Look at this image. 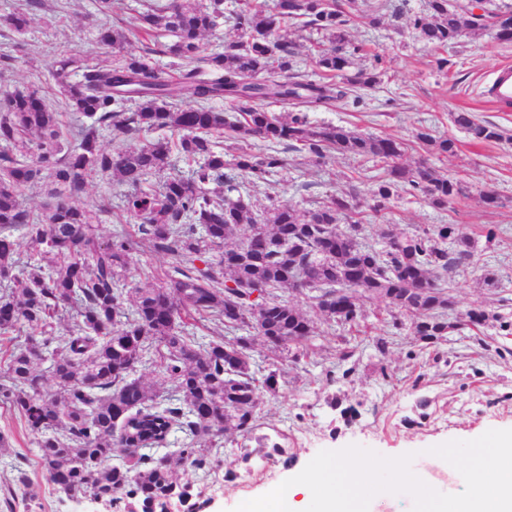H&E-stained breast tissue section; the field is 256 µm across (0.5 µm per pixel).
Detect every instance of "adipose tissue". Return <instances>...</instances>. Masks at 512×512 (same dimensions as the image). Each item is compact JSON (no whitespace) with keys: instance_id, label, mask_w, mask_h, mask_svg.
Here are the masks:
<instances>
[{"instance_id":"1","label":"adipose tissue","mask_w":512,"mask_h":512,"mask_svg":"<svg viewBox=\"0 0 512 512\" xmlns=\"http://www.w3.org/2000/svg\"><path fill=\"white\" fill-rule=\"evenodd\" d=\"M425 454L434 472H420L414 512H512V446L499 444L474 451L466 468L467 487L452 490L458 467L448 449L429 448ZM372 464L347 454L315 462L276 488L269 498L248 503L245 512H377L363 493Z\"/></svg>"}]
</instances>
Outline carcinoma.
<instances>
[{
	"instance_id": "carcinoma-1",
	"label": "carcinoma",
	"mask_w": 512,
	"mask_h": 512,
	"mask_svg": "<svg viewBox=\"0 0 512 512\" xmlns=\"http://www.w3.org/2000/svg\"><path fill=\"white\" fill-rule=\"evenodd\" d=\"M356 2L277 0L272 9L246 3L233 15L238 40L209 53L204 36L224 14L222 0H131L119 9L145 7L141 26L128 35L103 24L98 43L120 52L130 38L154 41L163 30L172 37L164 52L182 67L178 77L153 66L150 47L109 66L63 54L51 66L55 95L33 86L0 99V280L9 282L0 295V335L12 343L0 368V401L34 436L59 498L88 496L103 512H172L176 506L201 512L198 479L222 469L226 435L256 442L244 449L245 461L288 458L282 443L255 436L260 394L278 392L280 383L277 371L255 369L252 348L261 340L293 363L310 358L320 332L293 302L297 295H305L328 326L347 331L366 327L365 302L383 304L386 335L372 339L380 353L405 328L422 351L491 319L512 335V321L485 309L448 321L452 283L474 263V242L457 225L386 232L379 250L360 241L365 225L353 219L354 185L303 210L259 207L224 174L231 167L255 184L284 168L286 158L262 148L227 159L219 141L263 139L304 150L317 163L337 152L385 164L370 207L374 222L404 187L442 210L462 194L461 182L425 161L402 165V143L390 137L310 121L309 109L331 107L347 99L351 87L380 81L375 67L348 74L359 51L348 36ZM42 7L41 0H25L4 23L21 34ZM290 21L327 42L310 75L294 68L292 43L280 35ZM411 26L442 47L478 30L459 0H428L427 12ZM181 95L193 105L179 107ZM216 99L226 100L230 111L212 108ZM269 99L288 111H266ZM128 101L135 104L131 112L121 109ZM67 113L76 121L69 138ZM451 120L478 142L512 140L471 112ZM103 127L124 136L166 129L171 137L109 151L99 141ZM417 139L440 156L456 152L451 138L420 132ZM174 153L197 162L190 175L169 172ZM45 170L52 182L42 213L24 206L21 189L39 184ZM99 174L129 187L123 211L136 221L134 232L122 227L103 238L97 211L108 206L96 211L76 202ZM161 174L158 188L143 187ZM226 191L237 198L224 197ZM17 232L30 255L19 273ZM146 245L172 258L162 282L117 287ZM66 316L73 324L56 333L55 321ZM202 321L210 326L200 336L195 328ZM337 341V363L323 370L330 383L349 380L358 361L357 337ZM139 367L156 381L132 377ZM174 433L180 434L177 447L159 453Z\"/></svg>"
}]
</instances>
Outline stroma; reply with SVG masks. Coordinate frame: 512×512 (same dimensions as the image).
<instances>
[{
	"instance_id": "35a3bbf8",
	"label": "stroma",
	"mask_w": 512,
	"mask_h": 512,
	"mask_svg": "<svg viewBox=\"0 0 512 512\" xmlns=\"http://www.w3.org/2000/svg\"><path fill=\"white\" fill-rule=\"evenodd\" d=\"M382 17L378 27L352 24L350 39L360 50L352 58V71L377 68L382 81L362 90L358 105L337 104L312 109L309 118L318 124L342 125L361 133L390 136L403 142L404 164L419 161L461 181L465 191L452 208L440 211L423 197L399 193L383 222L368 225L367 243L375 244L385 227L413 232L433 224H455L477 247V263L457 278L452 290L456 312L483 308L492 313H512V142L479 143L455 127L451 115L471 112L512 135V110L497 107L486 95L491 73L500 64L512 63V42L498 39L495 30L483 29L452 48H437L419 38L411 27L414 15L425 13L427 0H359ZM104 18L95 0H45L35 22L19 35L0 25V55L15 54L9 72L0 74V98L33 85L50 87L51 63L58 54H90L109 64L112 55L97 43ZM446 59L437 67V59ZM456 139L454 156L441 159L427 153L415 136ZM288 159L285 169L269 182L250 187L253 202L298 208L326 200L356 184V203L368 211L375 178L382 163L330 154L315 163L302 152L277 145ZM495 190L496 208L486 207L479 193ZM497 224L505 235L499 246L485 248L481 228ZM495 272L498 285L484 287L485 270ZM413 337L402 336L386 354L367 348L360 356L350 383L327 384L320 368L336 363L333 337L318 339L315 365L278 364L275 354L255 342L253 356L265 366L279 365L285 383L276 394H263L259 405L258 435L286 443L290 463L243 461L245 440L230 437L224 447V467L236 478L225 482L217 473L203 481L204 512H240L243 503L258 499L306 469L311 463L350 452L378 462L369 476L372 489L392 484L397 474L413 475L428 468L429 448L452 449L461 463L482 444L512 438V336H502L497 323L483 328L482 341L457 331L441 345L440 361L428 354L408 359L415 349ZM387 365L392 379H383L379 367ZM356 407L358 415L345 422L342 408ZM0 432L9 437L8 458L19 459L29 483L18 491L10 506L0 512H99L96 503L83 498L60 500L43 475L38 450L22 420L0 403Z\"/></svg>"
}]
</instances>
